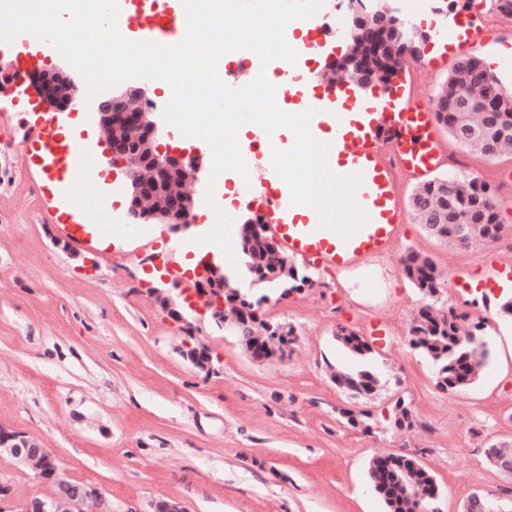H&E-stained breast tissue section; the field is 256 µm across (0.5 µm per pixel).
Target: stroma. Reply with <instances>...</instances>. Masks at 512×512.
<instances>
[{
  "label": "stroma",
  "instance_id": "obj_1",
  "mask_svg": "<svg viewBox=\"0 0 512 512\" xmlns=\"http://www.w3.org/2000/svg\"><path fill=\"white\" fill-rule=\"evenodd\" d=\"M391 14L409 17L420 32L418 57L431 56L435 13L464 12L487 30L493 45L512 43L495 21L494 0H383ZM432 57V56H431ZM458 53L434 58L415 72V91L432 103ZM33 117L0 116V427L36 438L69 480L95 485L112 512H153L177 501L186 512H386L367 476L378 455L410 454L434 475L440 496L430 512H463L472 493L512 512V473L489 465L487 442H512V323L496 308L469 306V294L448 287L440 307L468 310L492 351L480 379L458 392L436 386L435 367L409 344L411 320L422 304L404 273L402 257H430L445 279L474 269L481 246L443 244L407 219L396 260H383L338 277L318 274L314 287L281 296L253 280L243 254L224 266L233 287L267 296L268 318L291 324L296 339L282 360H253L235 332L209 310L177 300L189 320L186 335L162 307L159 292L185 283L147 281L150 257L191 229L127 221L123 249L97 253L74 248L49 223L37 185L22 157ZM448 170L479 177L512 226V155L486 159L455 140ZM385 332L387 347L361 360L336 341L337 327ZM206 348L211 370L188 353ZM366 367L379 377L376 392L354 400L332 380L338 370ZM403 401L412 428L391 423ZM369 413L362 432L341 410ZM12 498L0 512L48 495L49 482L0 453V482Z\"/></svg>",
  "mask_w": 512,
  "mask_h": 512
}]
</instances>
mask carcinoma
Here are the masks:
<instances>
[{"label":"carcinoma","mask_w":512,"mask_h":512,"mask_svg":"<svg viewBox=\"0 0 512 512\" xmlns=\"http://www.w3.org/2000/svg\"><path fill=\"white\" fill-rule=\"evenodd\" d=\"M395 38L391 28L363 29L354 24L351 27V44L343 58L366 60L372 45ZM474 87L480 88L476 95L471 94ZM482 97L488 98L497 111L480 112ZM435 112L440 125L453 139L486 157H497L500 145L512 142V92L501 85L498 77L485 67L480 58L468 68H453L436 96ZM446 182L453 183L448 192L442 190ZM460 182L461 178L456 176L438 177L415 188L412 211L416 222L429 236L464 248L500 236L503 224L496 195L474 177L467 179L468 191L462 193ZM241 246L248 273L256 281L279 286L281 295L305 285H315L312 276L299 272L296 264L288 259L280 261L276 267L271 265L265 240L248 236L245 228L242 229ZM402 264L406 278L425 300L410 326L411 348L435 365L436 385L440 390L457 391L470 387L479 379L490 355L487 343L476 338L481 325L475 323L468 329L462 328L459 323L463 321L464 314L454 307H436L435 297L445 288V279L431 258L410 252ZM226 299L239 301L254 322V328L266 331L268 339L278 343L294 342L293 326H288L283 335L278 332L281 323L267 318L264 305L268 297L251 300L234 290ZM336 340L360 358L369 359L375 353L371 342L356 330L339 326L336 328ZM333 380L337 387L355 398L371 396L379 383L378 376L368 369L338 370L333 374ZM405 474L424 494L433 498L439 496L440 489L434 476L418 458L379 455L370 461L368 478L384 502L386 512H418L419 501L401 483L400 477Z\"/></svg>","instance_id":"obj_1"}]
</instances>
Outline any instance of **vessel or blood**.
<instances>
[{"mask_svg": "<svg viewBox=\"0 0 512 512\" xmlns=\"http://www.w3.org/2000/svg\"><path fill=\"white\" fill-rule=\"evenodd\" d=\"M118 5L127 40L179 43L186 22L182 0H118ZM433 28L440 45H447L453 36L459 49L467 53L484 50L488 44L483 30L465 23L459 13L437 18ZM51 49V44L29 33L9 43L0 42V52L10 58L9 71L0 77L11 88L12 108L34 115L25 150L26 172L40 183L48 218L76 247L105 250L117 240L112 227L122 223L121 212L109 208L95 218L75 202L77 188L85 182L97 197L112 195L111 182L93 178L98 170L99 142L87 132L72 133L62 113L38 111L24 80ZM283 72L288 78L289 101L303 102L313 112L310 132L323 134L329 146L330 169L340 176H360L354 199L367 220L345 238L320 227L315 210L304 211L292 204L288 184L272 166L273 150L286 151L294 145L279 129L269 133L250 128L239 143L242 157L255 172L243 189L246 209L262 216L279 254L301 259L329 274L340 275L391 257L409 215L403 185L423 184L451 161L433 106L419 102L410 76L378 98L361 99L355 84L329 71L290 64ZM483 279L493 285L512 283V262L489 256Z\"/></svg>", "mask_w": 512, "mask_h": 512, "instance_id": "b4317fda", "label": "vessel or blood"}]
</instances>
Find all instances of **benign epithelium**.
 Wrapping results in <instances>:
<instances>
[{"mask_svg":"<svg viewBox=\"0 0 512 512\" xmlns=\"http://www.w3.org/2000/svg\"><path fill=\"white\" fill-rule=\"evenodd\" d=\"M398 43L378 49V53L400 60L415 50L412 42L399 32ZM331 67L343 71L357 85L376 82L390 86L393 76L359 62L354 65L339 60ZM43 102L48 109L64 112L77 99L79 84L71 73L57 68L41 72L37 78ZM146 89L130 86L113 94L98 109V125L110 144L109 161L124 171L129 180L128 217L133 221H157L173 228H187L194 215L195 199L185 184L200 171L198 155L183 152H160L155 142L160 127L153 111L145 106ZM197 295L212 313L216 323H230L242 334L240 341L256 361L280 357L274 345L261 349L262 337L250 332L247 317L240 314L237 301L225 300L228 289L220 280L219 270L206 265L197 275ZM0 446L39 476L51 481L52 493L45 499L30 500L24 512H112L100 490L90 484L70 481L59 473L54 458L46 449L23 432L0 428Z\"/></svg>","mask_w":512,"mask_h":512,"instance_id":"benign-epithelium-1","label":"benign epithelium"}]
</instances>
